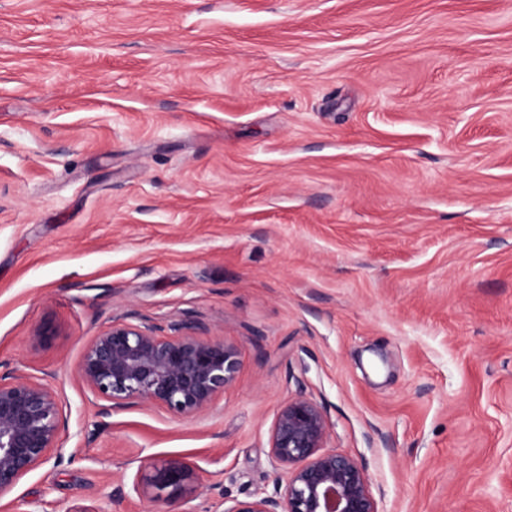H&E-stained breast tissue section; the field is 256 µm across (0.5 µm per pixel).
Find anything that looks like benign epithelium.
<instances>
[{
    "mask_svg": "<svg viewBox=\"0 0 512 512\" xmlns=\"http://www.w3.org/2000/svg\"><path fill=\"white\" fill-rule=\"evenodd\" d=\"M240 368L235 345L199 334L193 322L170 327L112 322L86 347L79 377L106 413L131 404L188 417L207 409L231 386ZM61 407L46 383L0 378V498L47 462L58 447ZM326 414L307 398L280 408L270 452L279 473L273 492L236 500L224 512H377L365 470L352 458L325 451ZM135 493L155 512H178L176 494L193 469L181 460L147 466Z\"/></svg>",
    "mask_w": 512,
    "mask_h": 512,
    "instance_id": "7a95c632",
    "label": "benign epithelium"
}]
</instances>
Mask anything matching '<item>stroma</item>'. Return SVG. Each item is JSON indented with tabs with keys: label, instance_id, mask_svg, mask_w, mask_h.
<instances>
[{
	"label": "stroma",
	"instance_id": "obj_1",
	"mask_svg": "<svg viewBox=\"0 0 512 512\" xmlns=\"http://www.w3.org/2000/svg\"><path fill=\"white\" fill-rule=\"evenodd\" d=\"M240 352L206 410L104 415L112 322ZM0 377L58 394L0 512H181L272 488L278 410L377 512H512V0H0ZM148 473H145L141 484L135 483V493L148 497L155 507L152 511L157 512H180L177 509L176 494L184 491L193 478V469L189 464L181 460H169L160 466L150 464L146 466ZM156 490L151 495L150 490ZM170 489L167 496L163 497L161 492Z\"/></svg>",
	"mask_w": 512,
	"mask_h": 512
}]
</instances>
